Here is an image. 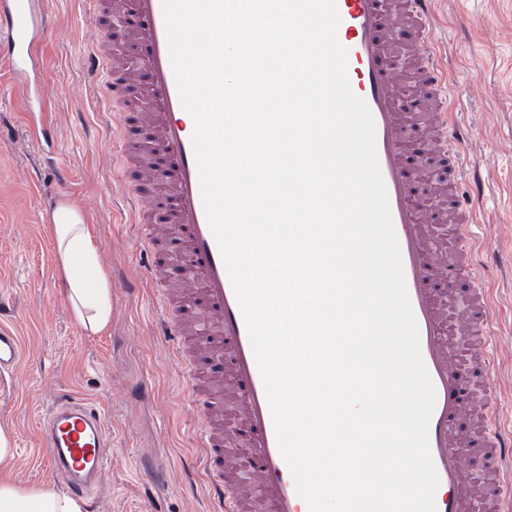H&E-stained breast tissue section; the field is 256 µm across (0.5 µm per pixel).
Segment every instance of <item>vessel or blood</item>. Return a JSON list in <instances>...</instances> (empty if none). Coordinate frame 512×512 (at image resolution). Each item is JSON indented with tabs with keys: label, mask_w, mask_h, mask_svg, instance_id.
I'll use <instances>...</instances> for the list:
<instances>
[{
	"label": "vessel or blood",
	"mask_w": 512,
	"mask_h": 512,
	"mask_svg": "<svg viewBox=\"0 0 512 512\" xmlns=\"http://www.w3.org/2000/svg\"><path fill=\"white\" fill-rule=\"evenodd\" d=\"M40 0H0V57L14 74L23 110L19 117L38 147H51L54 118L38 92L44 64ZM434 0H335L336 36L347 51V76L375 123L376 150L398 239L420 352L436 392L428 440L439 478L436 512H512V427L502 422L511 400L494 374L490 346L498 313L493 290L478 261L483 246L472 232L478 199L463 191L464 160L455 137L448 72L432 40ZM94 26L87 45V72L105 87L114 113L112 137L122 171H134L126 223L139 227L141 246L161 251L175 238L185 265L182 286L167 283V271L152 264L146 278L161 289L158 335L170 338L178 364L190 368L198 397L209 512H309L298 496L278 447L271 407L245 316L222 251L204 209L192 137L195 121L181 105L170 60L162 0H84ZM132 18L123 36L112 14ZM144 54L137 70L117 63L121 46ZM417 107H402L407 89ZM428 145L427 165L412 169L411 129ZM166 156L147 167L152 153ZM427 181L418 196L417 178ZM449 226L453 258L431 248L424 226ZM464 283V299L449 313L433 288L435 274ZM476 347L467 359L483 396L463 403L464 381L457 335ZM22 363L16 331L0 327V376ZM473 419L470 433L458 423ZM40 451L68 491L91 500L107 461V428L99 405L71 391L59 392L38 425Z\"/></svg>",
	"instance_id": "b4317fda"
}]
</instances>
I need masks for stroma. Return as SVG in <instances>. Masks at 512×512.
<instances>
[{"instance_id":"35a3bbf8","label":"stroma","mask_w":512,"mask_h":512,"mask_svg":"<svg viewBox=\"0 0 512 512\" xmlns=\"http://www.w3.org/2000/svg\"><path fill=\"white\" fill-rule=\"evenodd\" d=\"M45 2L44 83L69 180L59 183L23 126L0 137V324L15 327L24 344L20 371L0 381V427L12 431L15 448L0 474L63 491L39 454L37 422L56 393L72 389L101 405L109 438L85 512H208L196 405L185 370L152 332L154 292L141 285L152 258L121 221L126 188L114 173L111 114L83 64L93 28L82 0ZM433 13L463 124L461 150L484 183L475 232L497 259L488 278L499 301L512 306V0H435ZM62 200L82 207L109 278L110 320L97 332L69 309L47 221Z\"/></svg>"}]
</instances>
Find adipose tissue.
<instances>
[{
  "mask_svg": "<svg viewBox=\"0 0 512 512\" xmlns=\"http://www.w3.org/2000/svg\"><path fill=\"white\" fill-rule=\"evenodd\" d=\"M52 231L76 321L91 330L102 328L111 313L110 282L99 264L93 234L81 210L68 202L57 205ZM0 512H83V507L55 490L25 489L0 476Z\"/></svg>",
  "mask_w": 512,
  "mask_h": 512,
  "instance_id": "adipose-tissue-1",
  "label": "adipose tissue"
}]
</instances>
